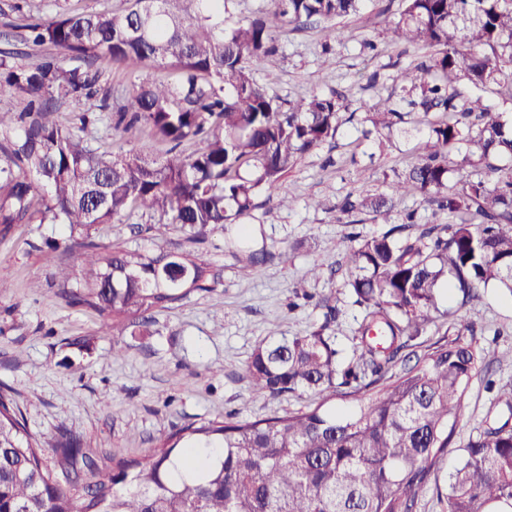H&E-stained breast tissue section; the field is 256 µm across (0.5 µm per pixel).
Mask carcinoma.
<instances>
[{"mask_svg": "<svg viewBox=\"0 0 512 512\" xmlns=\"http://www.w3.org/2000/svg\"><path fill=\"white\" fill-rule=\"evenodd\" d=\"M226 0H127L109 8L55 10L20 25L21 41L47 50L34 59L0 51V99L18 97L21 112L0 111V235L15 224H64L82 237L76 260L85 287L63 288L72 306L96 310L114 336L136 335L145 314L180 300L182 289L208 291L211 265L180 255L117 252L104 256L91 231L136 211L157 214L152 229L174 224L197 238L223 234L247 244L240 220L288 169L332 141L348 96L309 93L288 107L271 97L253 66L276 52L284 26L325 24L360 12L363 0H271L224 27ZM394 43L427 50L393 77L388 95L362 101L364 136L423 131L422 153L396 174L386 193L347 195L339 210L389 223L396 198L411 187L433 216L418 234L402 222L345 251L348 286L363 309L357 343L339 358L329 333L335 312L306 334L273 338L251 356L254 392L269 397L311 391L319 402L255 421L228 414L183 426L138 458L103 460L60 427L49 441L33 436L0 393V512H414L462 414L466 386L480 361L476 323L437 342L414 364L404 350L434 321L443 276L469 299L489 286L512 298V124L480 96L512 99V0H402L388 23ZM133 63L169 72L137 78L122 102L101 99L115 126L143 124L170 145L164 160L129 150L99 151L87 113L65 126L53 113L97 94V63ZM200 140L193 154H176ZM481 169L476 180L467 168ZM288 252L260 249L250 266ZM470 336L465 340L464 336ZM351 397L336 412L327 404ZM499 414L479 428L448 478L447 512H512V385L499 389ZM199 448H220L199 463Z\"/></svg>", "mask_w": 512, "mask_h": 512, "instance_id": "cac0c4a2", "label": "carcinoma"}]
</instances>
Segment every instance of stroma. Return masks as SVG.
<instances>
[{"label":"stroma","instance_id":"1","mask_svg":"<svg viewBox=\"0 0 512 512\" xmlns=\"http://www.w3.org/2000/svg\"><path fill=\"white\" fill-rule=\"evenodd\" d=\"M401 0H366L361 12L337 21L336 37L327 40L318 25L288 33L277 52L254 72L258 83L279 101L308 92L352 90L366 100L386 96L396 66H410L421 52L392 43L385 31ZM378 44L371 55L363 41ZM333 50L323 54L324 42ZM101 86L122 99L134 76L167 79L162 70L100 61ZM362 115L344 119L334 142L303 156L269 191L266 203L246 222L252 248L288 249L287 263L249 267L231 251L223 236L210 235L198 250L218 275L215 288L190 292L170 308L153 312L143 334L125 336L122 357L112 355L113 336L102 329L99 314L68 305L59 296L52 273L76 246L59 224H17L0 237V391L17 404L28 430L41 438L67 427L92 454L112 449L135 457L157 439L190 423L237 414L257 420L308 405L311 393L276 398L254 393L247 366L253 351L272 336H293L324 321L318 301L330 299L339 310L331 329L342 356H350L363 316L346 283L347 268L337 261L362 239L385 232L369 216L341 214L336 205L350 193L386 190L387 178L406 169L425 146L424 133L363 137ZM101 151L115 155L139 148L165 158L167 147L148 129L99 133ZM289 195L291 206L278 204ZM156 216L133 213L128 221L99 225L94 239L102 253L117 251L156 255L187 246L186 231L173 228L158 236ZM321 264L318 278L305 271ZM305 282L307 295L295 297ZM439 312L415 341L419 351L455 334L459 321L477 323L481 360L473 372L465 408L452 445L439 460L416 512H445L448 476L463 448L491 412L498 387L512 385V300L490 287L480 299L464 298L458 289L440 292Z\"/></svg>","mask_w":512,"mask_h":512}]
</instances>
